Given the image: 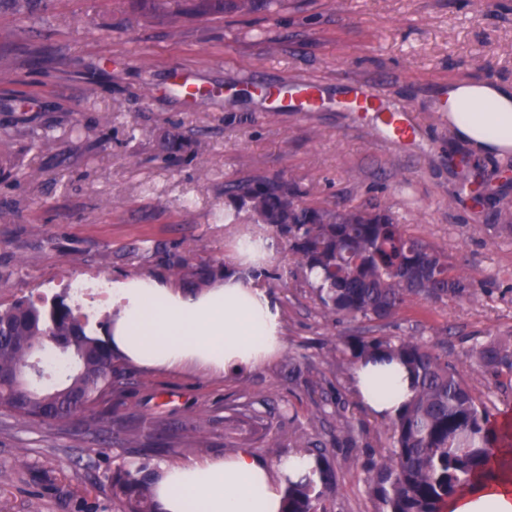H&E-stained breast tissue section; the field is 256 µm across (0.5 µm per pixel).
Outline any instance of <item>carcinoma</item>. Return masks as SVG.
<instances>
[{"label":"carcinoma","instance_id":"carcinoma-1","mask_svg":"<svg viewBox=\"0 0 512 512\" xmlns=\"http://www.w3.org/2000/svg\"><path fill=\"white\" fill-rule=\"evenodd\" d=\"M226 0H191L182 11L200 17L224 11ZM51 0H0L31 17L45 16ZM31 147L56 148L55 136L32 130ZM232 211L224 219L247 213L285 239L297 266L310 277L315 299L325 315L339 320H389L411 298L438 301L473 297L462 266L438 247L406 234L385 211L334 210L302 200L296 184L280 176L254 174L229 183ZM169 278L181 286L207 287L237 274L268 285L274 273L260 264L232 267L221 260L194 265L190 255L168 254ZM112 318L96 320L74 303L68 289L47 297L0 304V410L24 420L50 423L79 414L103 422L119 435L123 418L112 411V397L122 391V356L112 349L111 334L102 337ZM64 347L71 364L60 383L32 386L20 375L47 341ZM350 362L395 361L411 374L414 393L391 420L392 448L372 463L367 490L378 512H444L448 500L490 471L493 449L512 444V430L499 429L488 407L475 396L456 366L412 337L348 336ZM470 356L495 373L512 372V347L486 342ZM315 452L317 479L288 481L283 512H327L324 491L336 484L328 448ZM158 468L143 461L105 475L112 499L123 512H159L154 487Z\"/></svg>","mask_w":512,"mask_h":512}]
</instances>
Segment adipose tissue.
Returning <instances> with one entry per match:
<instances>
[{
	"instance_id": "1",
	"label": "adipose tissue",
	"mask_w": 512,
	"mask_h": 512,
	"mask_svg": "<svg viewBox=\"0 0 512 512\" xmlns=\"http://www.w3.org/2000/svg\"><path fill=\"white\" fill-rule=\"evenodd\" d=\"M448 119L476 149L512 150V89L470 84L448 91ZM112 345L148 369L200 363L231 375L281 349L279 310L262 289L229 278L208 292L177 290L155 278L112 284ZM353 386L374 415L390 418L411 396L399 364L356 367ZM311 458L293 455L275 466L241 449L219 461L164 467L157 488L162 512H281L287 478L310 474ZM447 512H512V478L479 479L449 500Z\"/></svg>"
}]
</instances>
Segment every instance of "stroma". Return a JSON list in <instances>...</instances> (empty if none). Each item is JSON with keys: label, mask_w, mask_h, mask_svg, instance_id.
Masks as SVG:
<instances>
[{"label": "stroma", "mask_w": 512, "mask_h": 512, "mask_svg": "<svg viewBox=\"0 0 512 512\" xmlns=\"http://www.w3.org/2000/svg\"><path fill=\"white\" fill-rule=\"evenodd\" d=\"M205 90L184 101L174 67ZM512 86V0H282L251 14L215 15L172 28L143 0H54L43 25L0 12V302L59 292L69 278L166 279V254L196 263L239 261L252 222L224 219L226 182L252 174L293 180L309 202L384 210L441 248L479 285L476 299L407 302L390 322H336L324 315L286 244L264 245L281 281L270 288L285 346L235 375L199 365H126L112 401L125 439L70 421L51 425L0 412V512H122L105 471L143 459L161 465L217 461L249 449L275 463L268 443L295 454V437L330 447L337 485L327 512H377L365 467L392 445L387 419L351 387L343 340L412 336L456 365L495 419L512 417V394L468 352L474 342L512 344V151L481 154L448 121L452 76ZM93 101L83 97L89 77ZM307 78L321 99L294 111L288 93ZM419 125L412 145L380 140L373 115L348 110L355 81ZM59 140L29 145V127ZM197 143L177 152L169 139ZM40 171L29 180V171ZM196 422L197 445L177 443ZM359 436L340 448L341 427ZM29 466L19 468L17 449ZM56 470L54 484L38 472Z\"/></svg>", "instance_id": "1"}]
</instances>
